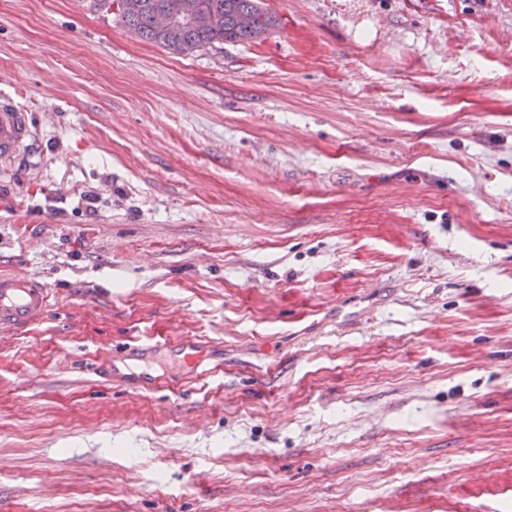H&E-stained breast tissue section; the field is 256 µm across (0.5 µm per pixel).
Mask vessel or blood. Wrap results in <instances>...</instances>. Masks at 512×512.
Here are the masks:
<instances>
[{
  "label": "vessel or blood",
  "instance_id": "obj_1",
  "mask_svg": "<svg viewBox=\"0 0 512 512\" xmlns=\"http://www.w3.org/2000/svg\"><path fill=\"white\" fill-rule=\"evenodd\" d=\"M34 133L24 112L8 96L0 97V172L8 173L14 160L28 147ZM57 302L55 291L48 288L38 276L27 273L0 274V334L16 338L27 334ZM176 353L190 366L191 376L203 380L222 374L223 361L214 359L213 342L194 336L179 338L174 345ZM116 361L103 366L110 381L132 385L148 391L167 385L178 391L184 383L178 379L161 381L157 377L131 378L121 373Z\"/></svg>",
  "mask_w": 512,
  "mask_h": 512
}]
</instances>
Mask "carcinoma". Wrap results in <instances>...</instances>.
Segmentation results:
<instances>
[{"mask_svg":"<svg viewBox=\"0 0 512 512\" xmlns=\"http://www.w3.org/2000/svg\"><path fill=\"white\" fill-rule=\"evenodd\" d=\"M178 0H95L99 10L118 8L126 26L139 38L154 42L174 53L189 54L224 41L244 42L263 35L273 25L272 17L260 6V0H198L202 11L210 16L204 29L183 28L162 32L154 23L156 10L175 9ZM253 16V24L241 26L239 16Z\"/></svg>","mask_w":512,"mask_h":512,"instance_id":"cac0c4a2","label":"carcinoma"}]
</instances>
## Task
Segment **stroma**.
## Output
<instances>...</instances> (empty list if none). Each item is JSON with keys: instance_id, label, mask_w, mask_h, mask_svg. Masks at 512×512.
Masks as SVG:
<instances>
[{"instance_id": "stroma-1", "label": "stroma", "mask_w": 512, "mask_h": 512, "mask_svg": "<svg viewBox=\"0 0 512 512\" xmlns=\"http://www.w3.org/2000/svg\"><path fill=\"white\" fill-rule=\"evenodd\" d=\"M180 55L93 0H0L7 512H512V0H261ZM223 376L116 387L115 345ZM34 133L24 112L11 98H0V171L6 175L12 162L29 146ZM57 302V295L38 276L27 273L0 274V334L17 338L27 334ZM173 347L181 359L190 366L191 378L203 380L219 374L223 376L224 359L213 358L214 342L186 336L179 338ZM207 360L211 362L206 363ZM133 343V345L129 344L128 347H125L123 350L119 351L118 355L114 359L110 358V360L103 365L102 370L108 376L111 382H120L121 384L132 385L136 388H142L148 391L158 389L162 384V378L142 376L136 379L128 377L121 373L120 369L116 365V361L124 360L127 357L133 356L146 358L151 353L162 347L167 348L169 351H171L172 347L166 340L162 341L157 340L156 338H151L144 341L137 340L133 341Z\"/></svg>"}]
</instances>
